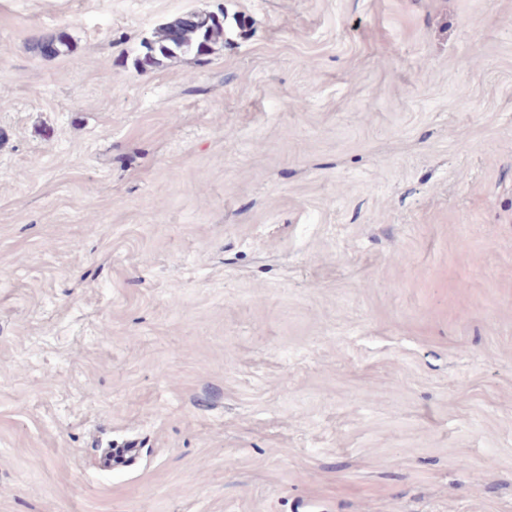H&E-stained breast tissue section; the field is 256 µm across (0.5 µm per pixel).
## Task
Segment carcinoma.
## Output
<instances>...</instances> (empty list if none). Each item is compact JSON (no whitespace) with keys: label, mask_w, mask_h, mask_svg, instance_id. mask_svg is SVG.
I'll return each mask as SVG.
<instances>
[{"label":"carcinoma","mask_w":512,"mask_h":512,"mask_svg":"<svg viewBox=\"0 0 512 512\" xmlns=\"http://www.w3.org/2000/svg\"><path fill=\"white\" fill-rule=\"evenodd\" d=\"M224 42V17L207 13H195L175 17L156 32L155 39L143 43L145 53L137 65L145 68L159 64L160 59L177 54L195 53L207 55L213 46ZM50 48L51 56H59L70 48L69 35L60 31L35 43L34 51L45 55Z\"/></svg>","instance_id":"obj_1"}]
</instances>
